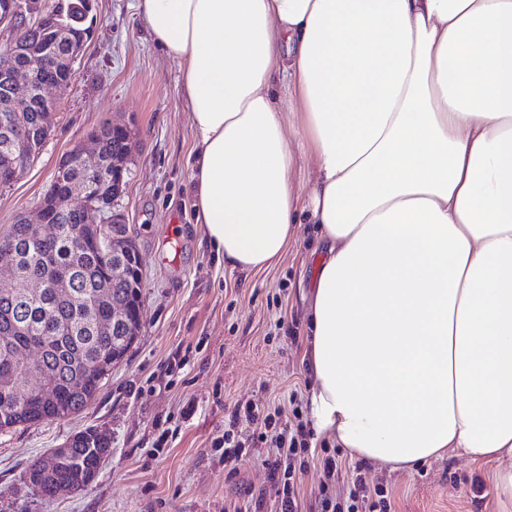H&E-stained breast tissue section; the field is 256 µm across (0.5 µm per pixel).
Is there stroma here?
<instances>
[{"instance_id":"stroma-1","label":"stroma","mask_w":512,"mask_h":512,"mask_svg":"<svg viewBox=\"0 0 512 512\" xmlns=\"http://www.w3.org/2000/svg\"><path fill=\"white\" fill-rule=\"evenodd\" d=\"M76 76L57 103L51 136L33 167L0 188V235L35 219L60 158L110 121L129 124L136 153L121 207L143 271V329L126 359L78 416L0 431V512H232L250 494L274 496L261 464L265 448L231 473L210 451L235 403L288 406L306 400L311 376L309 286L317 263L311 225L271 268L246 273L221 265L202 238L189 190L193 133L177 63L152 42L137 0H95ZM188 355L178 376L169 358ZM198 409L179 425L187 399ZM176 433L148 456L156 422ZM108 434L112 453L82 491L51 500L24 481L28 464L74 434ZM349 490L353 471L383 485L394 512H495L491 470L451 454L412 473L358 464L336 451Z\"/></svg>"}]
</instances>
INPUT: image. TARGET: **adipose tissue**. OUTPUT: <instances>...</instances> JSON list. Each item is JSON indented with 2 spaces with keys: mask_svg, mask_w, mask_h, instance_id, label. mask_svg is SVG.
Wrapping results in <instances>:
<instances>
[{
  "mask_svg": "<svg viewBox=\"0 0 512 512\" xmlns=\"http://www.w3.org/2000/svg\"><path fill=\"white\" fill-rule=\"evenodd\" d=\"M178 62L225 267L316 225L317 434L493 467L512 512V0H138Z\"/></svg>",
  "mask_w": 512,
  "mask_h": 512,
  "instance_id": "obj_1",
  "label": "adipose tissue"
}]
</instances>
